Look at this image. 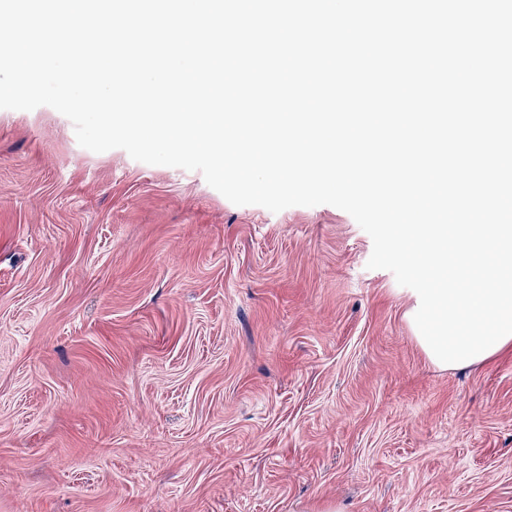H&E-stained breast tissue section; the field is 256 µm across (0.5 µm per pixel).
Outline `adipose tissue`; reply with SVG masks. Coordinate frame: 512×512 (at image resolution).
<instances>
[{"label":"adipose tissue","instance_id":"1","mask_svg":"<svg viewBox=\"0 0 512 512\" xmlns=\"http://www.w3.org/2000/svg\"><path fill=\"white\" fill-rule=\"evenodd\" d=\"M460 239L458 279L441 280L438 259L448 250V234ZM411 238L427 242L431 254L421 264L425 286L408 312L417 325L415 340L427 359L443 369H460L491 362L512 351V288L498 287L512 272L511 224H459L454 230L436 224H416ZM437 316V331L419 323Z\"/></svg>","mask_w":512,"mask_h":512}]
</instances>
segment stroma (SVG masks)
I'll return each instance as SVG.
<instances>
[{
  "instance_id": "obj_1",
  "label": "stroma",
  "mask_w": 512,
  "mask_h": 512,
  "mask_svg": "<svg viewBox=\"0 0 512 512\" xmlns=\"http://www.w3.org/2000/svg\"><path fill=\"white\" fill-rule=\"evenodd\" d=\"M372 249L0 109V512H512V356L434 366Z\"/></svg>"
}]
</instances>
